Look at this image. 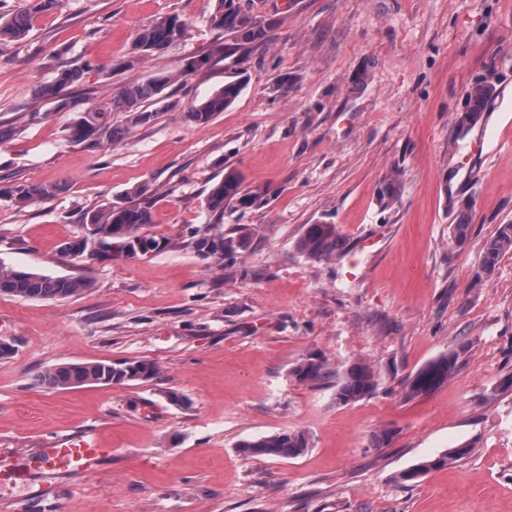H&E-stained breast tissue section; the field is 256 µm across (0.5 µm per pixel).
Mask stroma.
<instances>
[{
	"mask_svg": "<svg viewBox=\"0 0 512 512\" xmlns=\"http://www.w3.org/2000/svg\"><path fill=\"white\" fill-rule=\"evenodd\" d=\"M216 0H62L0 50V269L81 278L61 300L0 296V460L87 427L104 453L87 473L0 486V512H512V252L483 286L479 256L512 223V0H255L266 46L222 53ZM177 15L180 45L128 65L139 29ZM207 65L188 70L191 57ZM92 65L73 96L171 76L149 124L112 123L98 149L72 141L74 115L36 90L57 69ZM242 90L204 125L188 112L225 82ZM492 97L458 126L475 83ZM260 200L213 212L225 168ZM395 183L382 205L379 191ZM21 183L57 186L26 205ZM149 207L156 251L91 261L66 246L86 213ZM470 237L448 252V226ZM334 224L347 250L310 261L304 225ZM244 240L232 256L203 241ZM455 375L412 397L408 378L448 353ZM316 355L369 363L375 393L343 406L336 381L300 382ZM146 361L126 385H37L68 363ZM177 393L181 404L171 403ZM308 435L295 458L238 445ZM469 445L413 482L404 470ZM471 225L469 217L463 214L455 224L448 226V252L454 254L457 250L461 249L467 243L470 236Z\"/></svg>",
	"mask_w": 512,
	"mask_h": 512,
	"instance_id": "35a3bbf8",
	"label": "stroma"
}]
</instances>
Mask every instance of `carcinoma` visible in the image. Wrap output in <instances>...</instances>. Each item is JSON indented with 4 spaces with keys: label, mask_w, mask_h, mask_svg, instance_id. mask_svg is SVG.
<instances>
[{
    "label": "carcinoma",
    "mask_w": 512,
    "mask_h": 512,
    "mask_svg": "<svg viewBox=\"0 0 512 512\" xmlns=\"http://www.w3.org/2000/svg\"><path fill=\"white\" fill-rule=\"evenodd\" d=\"M58 0H33V5L23 11L3 18L0 16V48L26 37L33 27L36 14L53 9ZM251 0H217L210 16L211 25L233 36L236 41H244L262 47L270 38L273 23L252 17ZM188 22L178 16H164L155 19L141 29L133 39V53L142 59L175 45L186 37ZM92 66L83 68H63L54 81L39 86L38 96L54 105L57 112H73L76 117L70 127V138L75 142L88 143L95 148L105 141H111L119 134L112 127V113L123 112L128 124L144 125L154 120L156 110L152 109L158 96L171 81V77L157 74L142 83L122 86L112 95L110 102L91 105L69 96L67 89L84 82V75ZM241 86L236 81L224 83V87L214 92L206 100L191 109L187 117L194 123L203 125L228 109L238 98ZM491 96L490 87L478 83L472 87L469 112L474 118L480 117L487 99ZM56 192L53 187L37 183L18 184L8 193V198L16 204L24 205L36 199H48ZM259 194L243 187V177L235 168H224V178L210 190L207 197L208 208L224 212L231 206L248 208L258 200ZM97 238L99 250L87 253L80 251L82 241L68 243L67 250L80 259H94L101 254L112 255L117 247L120 252L133 255L146 254L159 247L152 239L142 238L137 231L143 224L152 223L148 207L139 204H116L96 211L86 217ZM471 224L467 215H462L455 223L448 225V255H453L467 243ZM345 239L335 224H307L296 241L295 248L303 257L321 261L340 255ZM512 251V224H501L496 234L486 241L479 264V271L473 286L480 285L490 276L505 253ZM88 288L83 279L51 278L21 270H0V295L25 299H65L80 295ZM458 356L452 353L443 356L420 369L408 382V394H427L450 379L457 369ZM157 374L154 364L144 361L104 363L87 362L62 364L38 375L37 382L55 389L69 388L91 383H125L147 380ZM293 374L301 382H318L331 376V368L323 359L309 356L293 369ZM336 404L347 405L372 395L378 386L375 372L369 364L356 362L341 373H336ZM308 439L302 431L282 432L238 444L239 451L247 456L297 457L307 449ZM470 451L467 445L453 448L432 460L423 461L400 474V479L415 481L431 469L443 466L450 460H459Z\"/></svg>",
    "instance_id": "carcinoma-1"
}]
</instances>
